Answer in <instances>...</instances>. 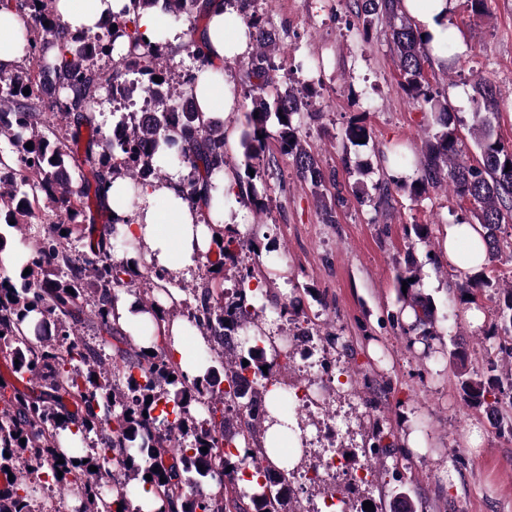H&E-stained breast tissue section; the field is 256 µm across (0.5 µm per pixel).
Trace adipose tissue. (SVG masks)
<instances>
[{
  "instance_id": "adipose-tissue-1",
  "label": "adipose tissue",
  "mask_w": 512,
  "mask_h": 512,
  "mask_svg": "<svg viewBox=\"0 0 512 512\" xmlns=\"http://www.w3.org/2000/svg\"><path fill=\"white\" fill-rule=\"evenodd\" d=\"M124 0H57L56 10L75 32L96 30L109 12L118 11ZM450 0H401V9L427 39L430 54L436 63L447 64L438 47L448 37L456 35L450 23ZM247 26L236 9L225 7L223 0H213L210 21L203 39L205 64L196 65L195 95L203 115L216 110L230 113L236 109V99L224 73V64L249 55L252 44L246 35ZM125 181L114 180L107 192V202L119 227L133 237L148 242L155 264L170 270L194 267L198 254L207 250L210 237L198 210L182 200L179 181L170 178L140 188L137 196L126 192ZM448 266L457 281H465L488 260L480 225L452 224L442 243Z\"/></svg>"
}]
</instances>
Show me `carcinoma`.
Returning <instances> with one entry per match:
<instances>
[{
  "instance_id": "1",
  "label": "carcinoma",
  "mask_w": 512,
  "mask_h": 512,
  "mask_svg": "<svg viewBox=\"0 0 512 512\" xmlns=\"http://www.w3.org/2000/svg\"><path fill=\"white\" fill-rule=\"evenodd\" d=\"M210 3L129 0L98 30L73 32L56 13L54 0H18L28 58L35 65L22 63L0 71V115L14 117L11 122L0 120V151L5 153L0 158V356L14 377L34 378L37 388L16 389L8 396L0 381V512H46L50 504L42 495L52 484L70 493L74 512H117L119 507L122 512H143L145 505L136 496L142 485L153 493V512H226L230 507L247 512L240 499L226 500L224 492H209L198 483L220 471L232 482L244 463L224 458V430L232 426L228 412L234 409L245 411L243 421L235 425L236 445L246 448L255 476L265 478L259 495L249 499V508L283 512L286 494L293 493L285 471L262 465L268 460L264 437L269 413L259 411L255 402L272 397L268 375L262 372L266 351L249 348L245 354H229L224 345L212 344L220 332L246 327L255 314L256 291L249 284L262 288L265 275L258 266L245 268L227 303L213 279L226 266H238L240 250L255 253L260 245L211 227L220 239H212L206 252L207 277L189 289L193 301L166 307L154 292L170 294L166 285L174 280L172 272L143 265V240L122 235L116 223L100 229L89 222V214L107 208V176L129 180L128 190L137 192L144 184L166 179L156 162L160 156H173L189 168L180 189L190 207L211 206L217 175L228 169L237 179V197L264 211L266 196L256 186L262 175L252 161L264 156L273 138L279 151L291 158L296 176L309 185L321 222L338 223V210L348 199L336 174H326L318 154L302 140L304 120L320 116L313 101L319 91L312 81L300 89L276 83L275 58L282 38L269 23L247 13L248 0H224L239 8L253 44L243 64L244 98L251 108L239 134L246 160L242 173L225 148L224 119H205L199 112L192 72L173 76L168 61L177 50L145 36L137 25L145 11L175 21L186 15L204 22ZM356 4L364 36H370L375 24H386L400 73L398 88L431 118L418 175L376 184L378 198L388 199L391 183L413 200L450 187L471 204L467 223L484 229L488 262L506 250L512 254V239L500 236L502 226L512 224V169L506 170L512 150L495 130L501 105L497 91L483 82L473 85L470 130L477 159L472 162L459 133L462 117L450 111L447 99L425 80L429 53L415 23L401 11L400 0ZM33 17L38 19L35 25ZM114 51L120 54L122 69L110 74L97 60ZM40 64L53 67L62 79L53 109L62 120L57 128L47 121L46 108L35 93ZM156 76L162 81L155 82ZM25 89L30 93L24 94ZM104 97L125 105L146 98L151 116L142 122L121 120L123 137L112 140L93 116ZM368 137L359 119L345 128L346 140L354 145ZM28 142L30 149L25 147ZM60 167L77 177L55 180L53 173ZM46 210L63 220L29 236L32 218ZM120 248L131 257L114 260ZM6 254L20 260L11 274L4 266ZM396 281L400 286L408 282L400 300L414 310L415 326L424 336L437 335L434 306L416 292L414 260L407 261ZM135 285L143 294L138 311L144 315L136 341L122 331L116 312L118 292ZM68 287L73 292H67ZM458 290L466 304L477 306L483 297L495 303L497 317L486 337L499 339V350L512 355V285L501 287L484 267ZM88 311L99 331L116 341L123 368L109 367L104 343H90L77 334ZM178 316L212 345L216 362L213 366L199 360L192 377L168 351L173 336L161 330ZM450 357L459 369V389L466 402L484 405L492 413L500 406L512 408V380L505 385L496 375L473 377L466 369V352L455 350ZM245 360L249 365H243ZM65 438L72 439V447H61ZM86 441L89 447H81ZM60 459L64 463H58ZM111 465L119 469L118 483L104 490L102 474ZM92 466L97 470H90Z\"/></svg>"
}]
</instances>
